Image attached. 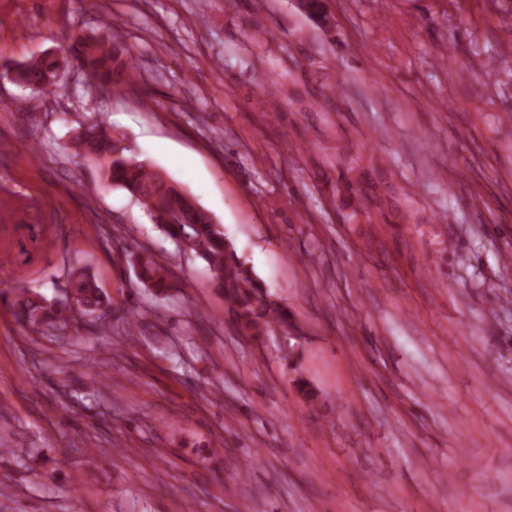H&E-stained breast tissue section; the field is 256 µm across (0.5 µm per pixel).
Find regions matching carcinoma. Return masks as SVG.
<instances>
[{
	"instance_id": "1",
	"label": "carcinoma",
	"mask_w": 512,
	"mask_h": 512,
	"mask_svg": "<svg viewBox=\"0 0 512 512\" xmlns=\"http://www.w3.org/2000/svg\"><path fill=\"white\" fill-rule=\"evenodd\" d=\"M300 9L324 25L329 21L321 0H303ZM67 53L69 58L59 61L43 52L7 66L6 71L23 87L56 95L68 90L63 64L70 58L85 72L87 85L95 89L109 86L120 92L126 86L123 73L133 71L129 49L112 32L109 21L101 23L99 32L75 38ZM70 148L76 156L97 160L108 182L127 191L169 238L186 243L196 252L206 264L213 284L224 295L239 332L258 339L276 332L288 335L298 329L288 307L274 298L240 260L223 228L189 192L150 162L134 156L125 135L108 129L90 115L85 129L74 133ZM129 264L137 269L139 282L153 294L162 295L171 288L169 271L155 255L133 254ZM19 296L20 320L35 334L53 336L85 317L98 320L101 328H107L104 307L108 295L87 266H74L68 271L63 300H48L27 289L19 291Z\"/></svg>"
}]
</instances>
